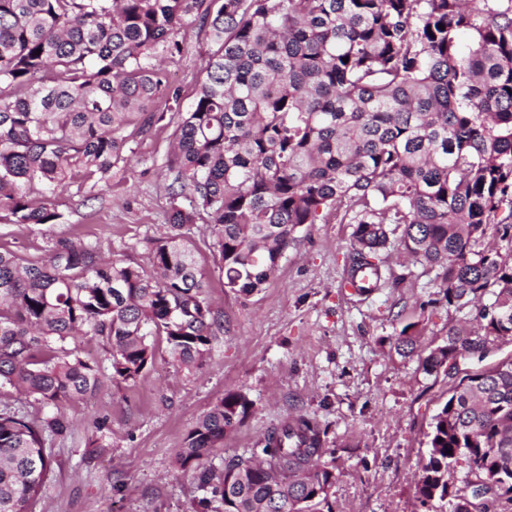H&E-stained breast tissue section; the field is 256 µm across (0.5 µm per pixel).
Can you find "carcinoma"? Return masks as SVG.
<instances>
[{
  "mask_svg": "<svg viewBox=\"0 0 512 512\" xmlns=\"http://www.w3.org/2000/svg\"><path fill=\"white\" fill-rule=\"evenodd\" d=\"M195 22L214 50L176 122L165 162L172 233L149 266L69 239L44 257L0 251V386L52 409H0V512H34L52 473L46 441L70 432L64 406L136 380L154 362L153 337L179 367L208 356L224 323L181 233L203 217L224 287L245 296L325 210L354 225L347 275L370 266L378 288V254L401 231V249L437 271L448 305L476 302L482 320L479 332L449 328L423 358L428 373L448 369L450 355L481 362L512 337V0H0V212L11 223H55L61 215L34 194L76 174L112 178L129 126L146 135L166 118L155 110L170 95L155 51L180 49ZM491 227L505 248L483 246ZM413 328L399 334L404 356ZM79 336L105 339L110 375L62 347ZM252 408L224 394L176 450L198 505L323 512L336 476L321 462L324 432L304 415L267 433L257 458L212 463ZM504 448L512 358L465 374L434 416L421 505L448 499V470L462 459L475 480L464 509L488 512L484 479L499 472L508 482L497 499L512 505Z\"/></svg>",
  "mask_w": 512,
  "mask_h": 512,
  "instance_id": "1",
  "label": "carcinoma"
}]
</instances>
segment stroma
<instances>
[{"label":"stroma","instance_id":"1","mask_svg":"<svg viewBox=\"0 0 512 512\" xmlns=\"http://www.w3.org/2000/svg\"><path fill=\"white\" fill-rule=\"evenodd\" d=\"M212 49L207 29L195 25L181 51L161 53L173 93L163 105L165 121L135 136L133 155L110 182L77 180L53 195L56 223L0 219V248L43 256L54 240L68 238L98 245L118 261L148 264L151 241L171 231L163 165L172 134ZM352 231L337 223L335 211H324L266 288L245 297L225 288L205 224L187 226L208 300L224 319L209 357L195 369L177 367L159 339L153 365L136 382L117 380L67 404L74 427L46 443L53 474L35 512H196L200 493L175 451L228 391L243 392L254 407L225 436L215 466L248 456L268 431L302 414L324 432L322 461L336 474L332 512H421L415 482L433 417L454 382L441 371L426 373L418 356H401L395 345L410 323L419 349L445 344L449 327L473 320L475 310L449 306L434 270L404 260L397 245L381 258L398 286L349 295L342 283ZM98 421L106 424L99 435Z\"/></svg>","mask_w":512,"mask_h":512}]
</instances>
